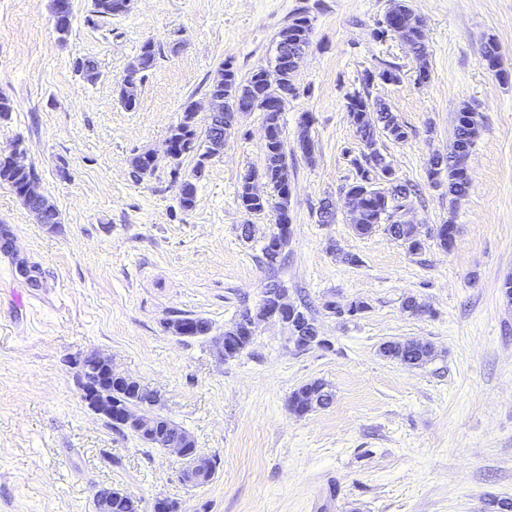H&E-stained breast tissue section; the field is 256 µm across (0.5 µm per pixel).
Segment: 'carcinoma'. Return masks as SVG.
Instances as JSON below:
<instances>
[{
	"label": "carcinoma",
	"mask_w": 512,
	"mask_h": 512,
	"mask_svg": "<svg viewBox=\"0 0 512 512\" xmlns=\"http://www.w3.org/2000/svg\"><path fill=\"white\" fill-rule=\"evenodd\" d=\"M94 12L98 16L108 18L127 12L129 0H112V9H100V0H93ZM414 15V10L406 3V0H396V3L378 22L380 35L393 33L394 23L402 16ZM313 25L309 16L301 13L295 14L292 21L282 28L277 35V43H288L289 47H308ZM400 39L420 63V80L428 79L427 67V39L425 26L420 16L415 15L414 25L397 34ZM156 57L155 46L147 41L142 45L141 53L132 70L141 73L154 64ZM220 90L224 93V115L217 119L209 116L205 125L204 142H199L196 116L197 110L194 103L187 102L182 107V116L177 125L173 126L165 140L164 153L171 158L174 167H179L184 155L198 153V159L192 174L181 180L178 189L179 207L184 211H190L196 203L195 180L202 176L205 162L224 148V137L230 130L229 120L239 112L236 103H244L251 106V111L263 113L265 137V160L261 177L272 190L276 197V224L289 221L290 208V172L283 140V125L281 115L284 109H272L266 106V100L273 94L278 95L283 101H288L298 96L299 90L294 83V74L288 72V62L279 60L271 69L259 68L246 79H241L229 63L221 64L210 80L208 91ZM347 112L356 127V133L364 146L361 158L354 159L357 177L350 184L349 191L355 193L366 192L365 213L359 223L364 225L363 231L369 232L390 217V210L402 207V202L416 194L415 186L407 182H399L393 179V172L384 156L376 148L377 137L383 133L396 142H404L408 139L407 126L399 121L397 116L387 104L372 100L369 96L359 92L347 98ZM480 129V115L469 106H462L457 113V120L451 144H465L473 147ZM152 153L145 152L135 156L132 161L134 173L142 177L150 174L154 168V162L150 160ZM467 154H455L446 159L442 166L428 162V178L435 183L440 177L448 180V195L458 201L469 193L468 178L465 176ZM34 172V169L22 170L16 167L11 158L0 155V181L10 185L17 192L25 185V180ZM256 174L250 172L243 177L237 199L241 208L253 214L264 212L269 206V198L255 191L253 183ZM29 210L42 213V223H60V213L54 204L43 207V202L32 201L24 203ZM387 234L401 242H409L408 250L412 253L421 249V242L409 241V235L403 231L401 223L392 222L385 226ZM288 244V238L280 237L276 242L277 251L270 250L269 245L262 247L264 264L273 269L284 260V250ZM179 325H187L191 328V334L205 337L212 333V322L203 317L179 316L173 319ZM225 343L240 353L251 344L253 333L248 325L239 321L222 333ZM388 356L401 364L414 367L422 364L430 356L428 345L418 341L396 342L391 345ZM334 399V393L330 385L322 380H313L297 390L290 396V403L300 408L311 411L315 408H325ZM123 400L133 410H145L154 420L161 423L168 439L176 438L181 434L188 440L187 447L195 446L192 436L179 423L166 416L153 412L154 406L148 394H129L123 396ZM110 428L124 436H132L140 440L148 448L163 449L166 441L156 446L153 440L131 425L124 423L112 424ZM112 512H141L140 500L130 494L112 495Z\"/></svg>",
	"instance_id": "1"
}]
</instances>
